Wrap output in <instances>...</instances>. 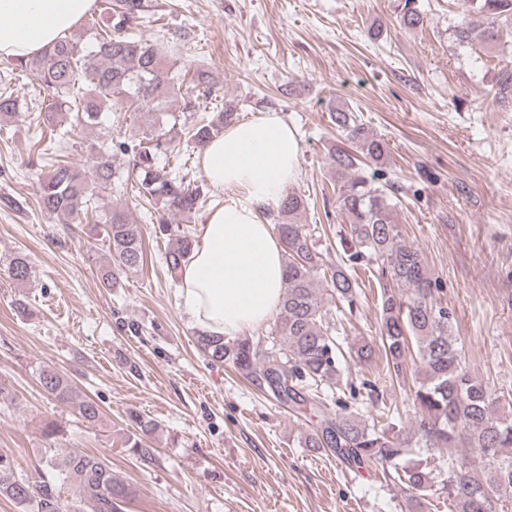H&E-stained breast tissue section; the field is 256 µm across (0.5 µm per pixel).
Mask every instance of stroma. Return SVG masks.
Instances as JSON below:
<instances>
[{"mask_svg":"<svg viewBox=\"0 0 512 512\" xmlns=\"http://www.w3.org/2000/svg\"><path fill=\"white\" fill-rule=\"evenodd\" d=\"M140 30L184 41L178 70L195 65L236 107L241 121L273 112L294 128L300 162L290 187L305 196L300 221L317 250L337 248L346 218L327 162L343 139L336 108L384 138L374 170L397 188L393 213L406 242L419 247L453 313L470 370L497 393L512 394V107L494 99L507 52L459 47L452 27L463 0H419L422 27L396 19V0H148ZM383 34L367 39V28ZM19 95L21 112L0 127V255L27 253L35 276L19 287L0 275V449L33 473L46 423L65 429L62 447L107 458L135 491L127 512H407L406 497L375 471L353 472L303 447L308 421L254 387L232 367L209 365L179 305L162 255L168 238L143 225L145 264L119 288H100L107 252L92 224L42 213L36 182L49 157L35 144L42 95L30 75L0 59V91ZM345 338L378 336L380 288L365 273ZM24 301L28 316L14 310ZM51 367L77 397L97 401L101 422H80L37 373ZM384 361L347 364L342 376L379 377L377 402H364L410 428L412 378H383ZM136 409L159 422L148 444L153 464L129 455Z\"/></svg>","mask_w":512,"mask_h":512,"instance_id":"stroma-1","label":"stroma"}]
</instances>
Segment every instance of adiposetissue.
Returning a JSON list of instances; mask_svg holds the SVG:
<instances>
[{
    "mask_svg": "<svg viewBox=\"0 0 512 512\" xmlns=\"http://www.w3.org/2000/svg\"><path fill=\"white\" fill-rule=\"evenodd\" d=\"M94 0H0V57L42 52L90 11ZM219 192L201 244L179 274L178 291L191 326L211 336H237L265 325L280 306L284 247L260 212L277 209L299 165L294 129L279 116L225 129L200 156Z\"/></svg>",
    "mask_w": 512,
    "mask_h": 512,
    "instance_id": "1",
    "label": "adipose tissue"
}]
</instances>
